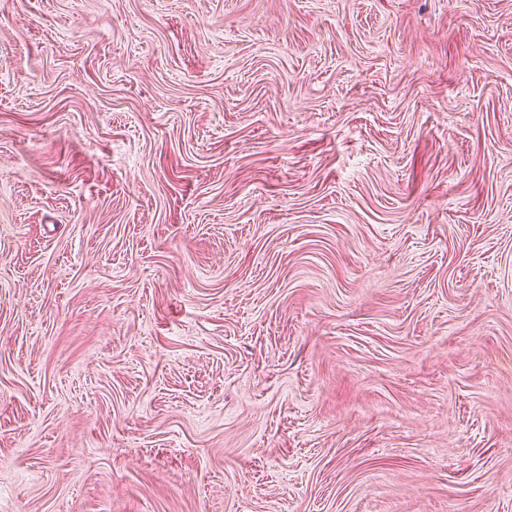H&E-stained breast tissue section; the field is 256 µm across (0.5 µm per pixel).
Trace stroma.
Returning <instances> with one entry per match:
<instances>
[{
    "label": "stroma",
    "instance_id": "obj_1",
    "mask_svg": "<svg viewBox=\"0 0 512 512\" xmlns=\"http://www.w3.org/2000/svg\"><path fill=\"white\" fill-rule=\"evenodd\" d=\"M0 512H512V0H0Z\"/></svg>",
    "mask_w": 512,
    "mask_h": 512
}]
</instances>
